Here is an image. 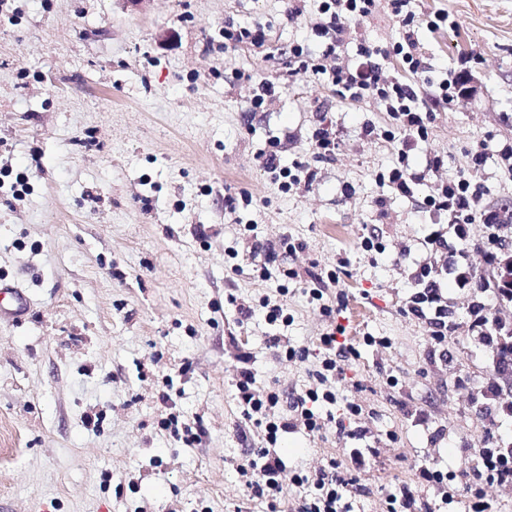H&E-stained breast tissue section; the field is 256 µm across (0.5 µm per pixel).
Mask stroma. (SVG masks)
Masks as SVG:
<instances>
[{
	"label": "stroma",
	"instance_id": "stroma-1",
	"mask_svg": "<svg viewBox=\"0 0 512 512\" xmlns=\"http://www.w3.org/2000/svg\"><path fill=\"white\" fill-rule=\"evenodd\" d=\"M421 17L445 10L455 28L419 31L434 80L461 53L477 64L470 93L438 104L417 157L441 155L448 174L467 168L478 143L512 140V0H412ZM316 0H7L0 8V282L30 309L0 320V512H268L236 471L263 431L232 399L237 352L249 353L258 386L289 393L313 380L322 333L341 326L359 355L341 363L342 399L318 436L280 434L287 472L326 456L360 452L363 512H386V495L425 464L455 472L421 500L468 512L480 491L492 512H512V487L472 488L487 437L512 441V409L493 402L494 424L474 413V389L495 379L493 353L470 327L472 285L447 281L455 327L443 343L412 314L408 278L446 260L425 239L432 224L418 199L376 182L394 146L363 137L389 117L373 100L349 102L312 73L289 76V49L319 45ZM261 24L264 44L225 51L226 22ZM373 46L399 39L385 0L356 22ZM265 111H250L262 82ZM331 123L334 160L315 159L311 135ZM279 137L282 163L309 162L306 187L282 193L260 153ZM250 206L229 214L225 192ZM374 228L382 252L361 246ZM206 238H199V230ZM298 244L287 295L254 276V244ZM347 268L327 297L334 317L310 303V272L339 258ZM282 304L288 322L238 325L224 297ZM309 348L278 356L270 337ZM376 337L375 345L364 342ZM169 401H162V394ZM364 412L348 418L346 402ZM200 432L193 445L161 427L168 415Z\"/></svg>",
	"mask_w": 512,
	"mask_h": 512
}]
</instances>
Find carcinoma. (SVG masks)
<instances>
[{
	"label": "carcinoma",
	"mask_w": 512,
	"mask_h": 512,
	"mask_svg": "<svg viewBox=\"0 0 512 512\" xmlns=\"http://www.w3.org/2000/svg\"><path fill=\"white\" fill-rule=\"evenodd\" d=\"M480 340L491 348L494 372L502 383H494L472 395L471 404L475 407L476 415L491 423L494 415L489 401L504 399V384H512V327L493 317L488 321V330L480 336Z\"/></svg>",
	"instance_id": "cac0c4a2"
}]
</instances>
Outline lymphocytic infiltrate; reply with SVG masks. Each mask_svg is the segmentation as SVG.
I'll list each match as a JSON object with an SVG mask.
<instances>
[{"label":"lymphocytic infiltrate","instance_id":"obj_1","mask_svg":"<svg viewBox=\"0 0 512 512\" xmlns=\"http://www.w3.org/2000/svg\"><path fill=\"white\" fill-rule=\"evenodd\" d=\"M376 2L320 0L318 9L324 20L316 27L315 35L321 41V61H314L308 50L300 45L293 46L291 54L298 60L300 71L318 76L333 87L340 98L350 101L371 99L383 107L390 118L389 124L383 127L367 124L362 133L369 138L397 144L394 161L387 171L379 173L378 180L390 193L409 199L415 196L427 176L446 164L443 156L429 155L423 169H416L412 152L429 140L436 119L435 104L454 102L462 79L458 73L448 76L437 83L433 98L424 97L421 84L416 80L417 75L425 71L417 29L423 23L435 30L452 29L456 23L448 12L434 13L425 21L411 9V0H387L401 30L400 41L389 49L359 42L356 60L326 66V58L337 56L341 46L351 38L348 21L369 17ZM392 56L401 61L402 70L396 74L386 73L383 67L384 60ZM280 153V141L272 140L261 157L264 168L281 178L284 192H291L315 178V170L304 163L296 162L288 168L282 166ZM495 163L502 165L505 174L512 175L511 141L495 151L485 146L471 151L468 173L437 182L432 194L423 200L424 211L431 217L447 219L461 240L466 237L467 225L480 222L496 227L500 222L499 215L483 207L484 192L479 179L485 168ZM456 271V263L449 262L439 268L418 267L411 275L415 294L410 311L418 316L432 312L433 336L438 342L444 341L448 333V308L441 303V282ZM319 342L322 356L315 372L318 385L297 395L257 386L248 366L249 355L242 352L237 356L240 368L233 383L234 399L243 419L263 427L266 441L265 447L251 450L245 463L239 465L238 473L250 496L265 503L269 512H277L292 486L300 490L297 512H357L358 498L363 494L356 474L336 457L323 459L314 469L289 476L281 458L270 450L279 433L299 427L310 434L321 432L324 424L321 415L315 411L316 406L337 402L335 383L342 373L340 361L355 354L356 349L352 344L338 342L332 331L323 333ZM451 478V473L419 466L415 486L401 485L388 493V512H413L419 488L441 484Z\"/></svg>","mask_w":512,"mask_h":512}]
</instances>
